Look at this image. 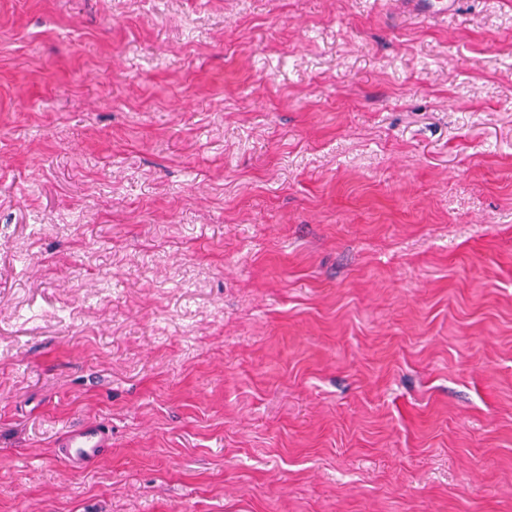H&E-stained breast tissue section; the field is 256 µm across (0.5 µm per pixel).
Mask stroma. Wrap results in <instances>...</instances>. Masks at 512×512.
<instances>
[{
  "mask_svg": "<svg viewBox=\"0 0 512 512\" xmlns=\"http://www.w3.org/2000/svg\"><path fill=\"white\" fill-rule=\"evenodd\" d=\"M0 512H512V0H0ZM409 17L414 19H445L448 14L454 12L457 7L456 0H402ZM111 432L98 425L84 424L69 429L57 443L58 456L70 467L84 470L111 444Z\"/></svg>",
  "mask_w": 512,
  "mask_h": 512,
  "instance_id": "obj_1",
  "label": "stroma"
}]
</instances>
